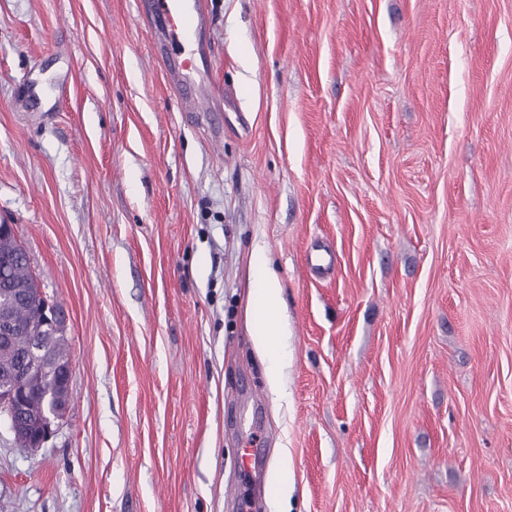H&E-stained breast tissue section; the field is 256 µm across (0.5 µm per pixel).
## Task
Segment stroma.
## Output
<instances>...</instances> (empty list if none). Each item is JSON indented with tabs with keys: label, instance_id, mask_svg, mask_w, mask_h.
<instances>
[{
	"label": "stroma",
	"instance_id": "35a3bbf8",
	"mask_svg": "<svg viewBox=\"0 0 512 512\" xmlns=\"http://www.w3.org/2000/svg\"><path fill=\"white\" fill-rule=\"evenodd\" d=\"M209 4L218 141L137 0H0V224L73 366L0 512H276L249 442L289 512H512V0ZM249 294L253 300L251 316L258 337L268 360V379L274 390L283 385L284 370L288 365V351L280 341V312L283 305L282 288L261 248L251 254L248 270Z\"/></svg>",
	"mask_w": 512,
	"mask_h": 512
}]
</instances>
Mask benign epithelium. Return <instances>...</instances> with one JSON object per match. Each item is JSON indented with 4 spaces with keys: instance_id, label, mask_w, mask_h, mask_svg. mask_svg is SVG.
<instances>
[{
    "instance_id": "7a95c632",
    "label": "benign epithelium",
    "mask_w": 512,
    "mask_h": 512,
    "mask_svg": "<svg viewBox=\"0 0 512 512\" xmlns=\"http://www.w3.org/2000/svg\"><path fill=\"white\" fill-rule=\"evenodd\" d=\"M64 326V312L58 306L44 302L38 325L28 326L32 336L26 350L13 365L0 368V417L5 419L16 437L26 439L31 450L42 447L54 435L70 405V392H48L43 395L47 412L37 417L27 414L29 395L45 372L55 371L65 385H71L72 364L58 366L48 337L44 336L47 330L58 332Z\"/></svg>"
}]
</instances>
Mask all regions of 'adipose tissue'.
Returning <instances> with one entry per match:
<instances>
[{
	"instance_id": "ef3b65f1",
	"label": "adipose tissue",
	"mask_w": 512,
	"mask_h": 512,
	"mask_svg": "<svg viewBox=\"0 0 512 512\" xmlns=\"http://www.w3.org/2000/svg\"><path fill=\"white\" fill-rule=\"evenodd\" d=\"M249 294L253 300L251 316L254 333L268 360V379L273 389H281L288 352L280 343V312L283 305L282 289L262 249H254L248 270Z\"/></svg>"
}]
</instances>
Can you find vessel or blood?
<instances>
[{
	"label": "vessel or blood",
	"instance_id": "obj_1",
	"mask_svg": "<svg viewBox=\"0 0 512 512\" xmlns=\"http://www.w3.org/2000/svg\"><path fill=\"white\" fill-rule=\"evenodd\" d=\"M140 13L155 31L154 52L163 61L171 86L186 103H194L207 85L192 75L210 64L205 0H140Z\"/></svg>",
	"mask_w": 512,
	"mask_h": 512
}]
</instances>
